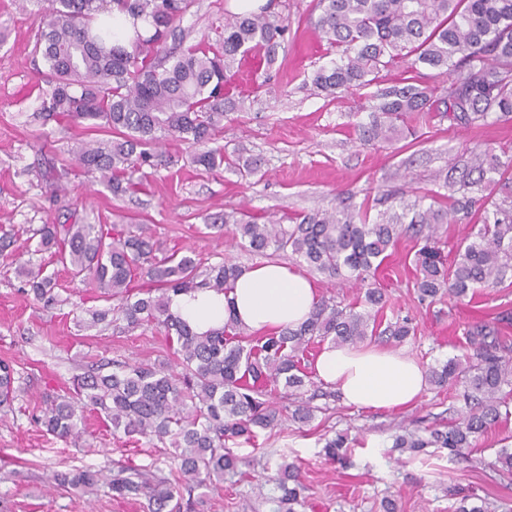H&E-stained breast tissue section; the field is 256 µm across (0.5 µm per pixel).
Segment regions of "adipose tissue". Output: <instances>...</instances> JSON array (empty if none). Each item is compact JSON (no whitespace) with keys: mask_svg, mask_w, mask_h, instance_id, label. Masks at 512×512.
<instances>
[{"mask_svg":"<svg viewBox=\"0 0 512 512\" xmlns=\"http://www.w3.org/2000/svg\"><path fill=\"white\" fill-rule=\"evenodd\" d=\"M318 300L308 278L266 262L245 268L228 293L181 294L173 298L171 309L199 332L233 319L249 333H271L304 323ZM315 372L321 381L336 386L346 405L362 409L409 407L427 386L420 363L386 348L325 346Z\"/></svg>","mask_w":512,"mask_h":512,"instance_id":"ef3b65f1","label":"adipose tissue"}]
</instances>
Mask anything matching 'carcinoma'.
Segmentation results:
<instances>
[{"label": "carcinoma", "instance_id": "obj_1", "mask_svg": "<svg viewBox=\"0 0 512 512\" xmlns=\"http://www.w3.org/2000/svg\"><path fill=\"white\" fill-rule=\"evenodd\" d=\"M195 0H46L35 35L34 53L42 58L50 92L44 111L53 119L106 132L107 140L83 142L73 150L86 172L99 175L116 196L135 192L143 182L133 173L158 165L156 147L175 138L192 149L190 162L209 173L228 169L242 177L259 172V160L245 147L227 154L208 144L230 112H242L245 101L230 96L231 69L238 57L251 55L258 68L276 62L288 26L260 8L224 21L211 42L171 47ZM310 23L327 44V63L304 76V84L335 95L364 89L387 65L422 64L446 77L437 88L403 78L369 97L368 120L359 121L365 145L399 139L412 114L435 113L452 125L480 127L489 119L512 121V0H317ZM118 11L151 19V30L134 31L128 43L116 40L112 20ZM474 155L465 178H443L449 193L443 205L423 203L425 195L399 197V207L370 219L368 210L339 202L336 210L310 211L289 219L260 223L245 210L226 212L222 229L232 225L235 244L268 258L288 253L308 272L356 283L353 303L335 298L318 301L309 318L296 328L255 336L235 319L196 332L172 312V296L211 290L228 293L240 272L230 261L205 265L176 251L159 254L143 226L109 236L101 224H43L19 245L15 235H0V260L12 265L24 255L50 253L73 277H84L115 305L91 312V323L123 322L133 331L160 325L176 336V366L112 363V372L92 367L77 378V395L104 414L112 435L140 436L169 443L178 468L169 477L151 475L133 465L119 467L110 481L112 495L142 494L147 512H180L184 494L224 481L243 464L227 443L253 444L290 413L296 423L313 419L318 397H333L316 385L301 359L328 343L358 346L382 337L400 343L412 331L406 318L387 325L378 320L385 295L370 280L390 256L405 230L416 238L419 270L414 288L420 300L442 291L463 298L477 288L496 287L512 269V194L497 201L484 191L497 184ZM477 177H472V174ZM462 221L470 232L443 251L442 226ZM36 245H31V242ZM34 301L59 303L58 283L45 265L18 266ZM147 277L150 286L135 289ZM438 386L462 384L458 399L465 412L430 437L399 435L394 447L418 452L446 448L454 456L474 447L479 436L512 413V347L495 328L480 324L467 333L466 353L449 358L431 371ZM19 372L0 362V408L9 409L21 389ZM83 411L78 402L56 398L40 409L36 421L60 439L81 438ZM299 469L285 460L266 481L279 496L275 512H295L301 504ZM100 472L76 469L53 475L56 487L89 488Z\"/></svg>", "mask_w": 512, "mask_h": 512}]
</instances>
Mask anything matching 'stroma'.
Instances as JSON below:
<instances>
[{"instance_id":"obj_1","label":"stroma","mask_w":512,"mask_h":512,"mask_svg":"<svg viewBox=\"0 0 512 512\" xmlns=\"http://www.w3.org/2000/svg\"><path fill=\"white\" fill-rule=\"evenodd\" d=\"M315 5L316 0H280L277 12L288 20V35L271 73L234 66L235 93L251 104L225 118L215 143L229 152L249 149L261 161L258 175L244 180L230 171L205 172L189 164L187 144L170 140V163L152 170L137 193L116 197L71 162L70 148L87 137L83 126L43 119L47 85L32 52L37 0H0V233H23L49 220L66 223L75 213L119 231L143 224L163 250L210 264L229 258L245 267L256 256L234 248L227 232L208 227L213 214L243 207L262 219L294 216L333 210L343 197L375 215L403 191L439 192L438 172L461 178L476 146L496 156L512 177V122L492 120L469 129L435 117L416 121L418 138L383 148L361 145L351 116L367 105L368 90L334 98L303 83L304 72L323 63L324 44L308 22ZM237 11L236 0H197L183 21L187 43L213 36ZM52 165L64 172L54 201L45 194ZM415 251L413 240L401 237L375 274L387 300L384 321L402 316L413 326L400 351L424 368L438 366L461 354L466 331L480 323L497 325L512 346V322L500 320L512 313V276L461 301L444 296L422 303L413 287ZM58 280L63 303L45 309L23 292L14 268L0 265V360L14 362L27 378L13 411H0V512H147L144 497H113L109 480L125 463L168 474L169 448L113 439L103 414L92 409L84 414L76 443L47 434L32 414L44 395L66 394L74 377L99 359L166 362L175 359L177 344L155 325L132 332L79 326L83 310L103 309L107 302L66 272ZM454 392L451 386H427L413 407L396 412L325 400L311 422H286L260 445L242 443L232 451L248 460L276 462L284 456L297 464L305 490L296 512H383L385 500L395 502L397 512H453L461 493L485 499L489 512H512V480L495 467L497 451L512 448V418L480 436L463 459L449 458L443 448L413 454L393 445L405 428L422 436L446 428ZM339 433L349 448L344 459L334 460L323 446ZM73 468L100 471L94 491L50 487L53 472ZM256 484L253 477L225 475L223 488L192 492L184 512H242L248 503L255 512H273V503L256 501Z\"/></svg>"}]
</instances>
